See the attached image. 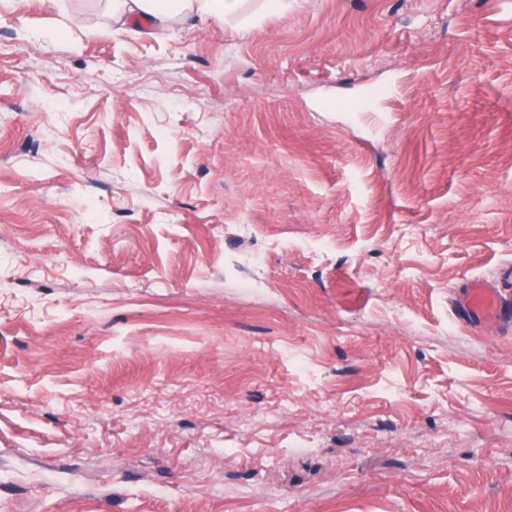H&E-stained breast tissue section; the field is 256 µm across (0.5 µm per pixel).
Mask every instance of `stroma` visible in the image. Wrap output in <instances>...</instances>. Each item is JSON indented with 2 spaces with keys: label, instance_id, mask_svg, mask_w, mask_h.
Wrapping results in <instances>:
<instances>
[{
  "label": "stroma",
  "instance_id": "35a3bbf8",
  "mask_svg": "<svg viewBox=\"0 0 512 512\" xmlns=\"http://www.w3.org/2000/svg\"><path fill=\"white\" fill-rule=\"evenodd\" d=\"M511 274L512 0H0V512H512ZM240 0H114L113 18L129 15L147 18L155 31H165L178 22L190 19H225L235 16ZM463 322L471 327H491L512 323V308L506 304L502 289L488 282L469 283L456 298Z\"/></svg>",
  "mask_w": 512,
  "mask_h": 512
}]
</instances>
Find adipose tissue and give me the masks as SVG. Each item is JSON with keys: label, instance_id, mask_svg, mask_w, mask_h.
I'll return each mask as SVG.
<instances>
[{"label": "adipose tissue", "instance_id": "adipose-tissue-1", "mask_svg": "<svg viewBox=\"0 0 512 512\" xmlns=\"http://www.w3.org/2000/svg\"><path fill=\"white\" fill-rule=\"evenodd\" d=\"M241 0H113L116 20L130 15L147 18L154 30L164 31L190 19H226L235 16Z\"/></svg>", "mask_w": 512, "mask_h": 512}]
</instances>
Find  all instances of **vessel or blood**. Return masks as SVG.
I'll use <instances>...</instances> for the list:
<instances>
[{"label":"vessel or blood","instance_id":"vessel-or-blood-1","mask_svg":"<svg viewBox=\"0 0 512 512\" xmlns=\"http://www.w3.org/2000/svg\"><path fill=\"white\" fill-rule=\"evenodd\" d=\"M463 322L471 327H491L512 323V306L507 305L499 286L475 280L456 299Z\"/></svg>","mask_w":512,"mask_h":512}]
</instances>
